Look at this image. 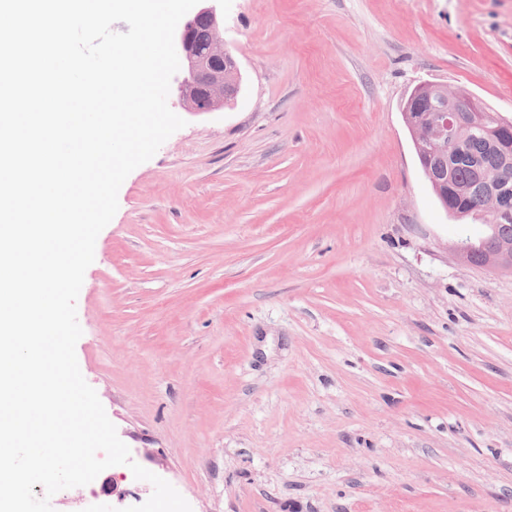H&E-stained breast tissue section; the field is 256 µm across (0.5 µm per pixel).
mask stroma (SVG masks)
I'll list each match as a JSON object with an SVG mask.
<instances>
[{"mask_svg": "<svg viewBox=\"0 0 512 512\" xmlns=\"http://www.w3.org/2000/svg\"><path fill=\"white\" fill-rule=\"evenodd\" d=\"M240 92L118 192L76 357L192 512H512V272L462 262L403 117H512V0H222ZM123 465L55 494L122 508Z\"/></svg>", "mask_w": 512, "mask_h": 512, "instance_id": "1", "label": "stroma"}]
</instances>
